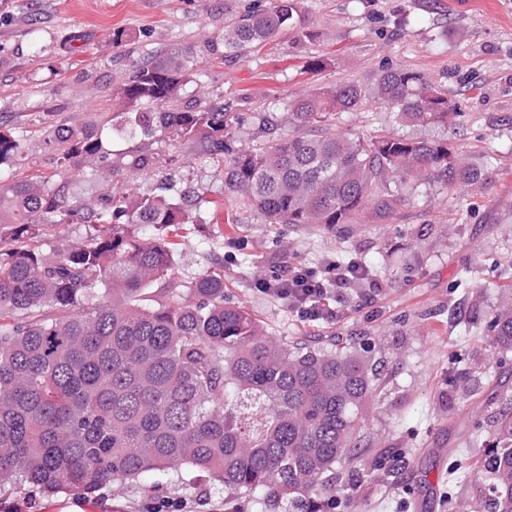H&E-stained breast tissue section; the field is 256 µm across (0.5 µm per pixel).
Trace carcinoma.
Returning a JSON list of instances; mask_svg holds the SVG:
<instances>
[{"label": "carcinoma", "mask_w": 512, "mask_h": 512, "mask_svg": "<svg viewBox=\"0 0 512 512\" xmlns=\"http://www.w3.org/2000/svg\"><path fill=\"white\" fill-rule=\"evenodd\" d=\"M224 0V49L273 38L290 0L235 16ZM190 57L136 60L123 87L126 111L94 132L55 128L61 159L97 167L115 135L181 139L224 159V104L169 107ZM354 83L320 88L287 106L295 131L258 151L233 153L224 185L271 224H347L372 198L395 197L382 176L475 184L482 172L448 143L384 136L370 142L305 128L348 112ZM375 98L405 123L445 125L455 108L421 74L383 72ZM21 138L0 129V161ZM188 223L183 206L152 192L97 199L28 179L0 192V487L31 484L89 497L148 472L181 467L215 478L230 497L261 488L282 512L350 509L346 473L357 471L361 430L377 373L352 343L272 340L245 308L224 305V266L186 280L164 231ZM86 226L85 237L45 252V227ZM491 341L512 347V300L496 309ZM495 430L458 461L477 473L471 512H512V403L500 398Z\"/></svg>", "instance_id": "cac0c4a2"}]
</instances>
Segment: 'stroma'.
I'll return each mask as SVG.
<instances>
[{"instance_id":"35a3bbf8","label":"stroma","mask_w":512,"mask_h":512,"mask_svg":"<svg viewBox=\"0 0 512 512\" xmlns=\"http://www.w3.org/2000/svg\"><path fill=\"white\" fill-rule=\"evenodd\" d=\"M276 37L224 51V0H0V123L21 137L0 164V189L29 177L69 183L94 198L104 181L83 160L59 164L49 141L60 125L92 126L122 111L133 59L181 49L202 79L176 106L223 101L228 139L255 150L291 133L285 103L321 87L357 83L354 111L331 118L337 134L444 139L482 173L473 185L399 180L391 209L368 201L352 223L272 224L224 186V169L190 142L150 145L116 137L106 167L119 192L180 197L189 222L168 232L183 278L224 265V302L245 307L279 342L352 339L380 365L362 431L356 512H449L448 464L472 455L491 429L493 396L512 395V349L490 346L491 315L512 296V0H293ZM321 58L319 70L309 68ZM419 72L457 111L444 127L408 126L375 99L383 71ZM146 147L152 166L133 167ZM364 263L369 275L304 320L261 293L259 277L283 263ZM83 512H152L163 500L189 512H224L218 482L186 470L152 474L85 498Z\"/></svg>"}]
</instances>
